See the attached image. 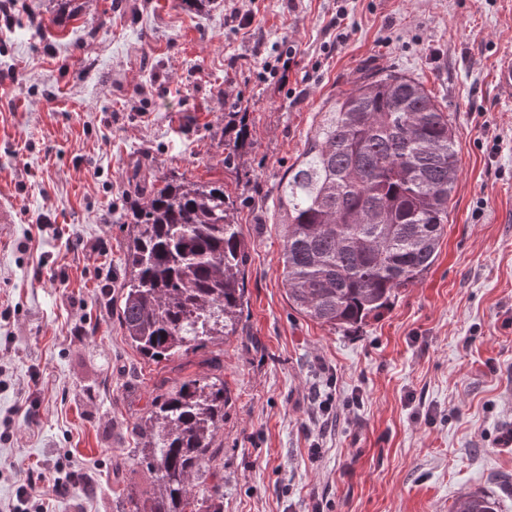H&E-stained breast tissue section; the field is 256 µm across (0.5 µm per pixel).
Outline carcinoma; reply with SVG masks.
<instances>
[{
  "instance_id": "obj_1",
  "label": "carcinoma",
  "mask_w": 512,
  "mask_h": 512,
  "mask_svg": "<svg viewBox=\"0 0 512 512\" xmlns=\"http://www.w3.org/2000/svg\"><path fill=\"white\" fill-rule=\"evenodd\" d=\"M278 185L285 209L279 256L288 302L330 330L380 316L434 265L460 177L448 115L411 76L364 70L327 100ZM126 214L118 320L143 358L171 361L238 333L246 304L247 245L221 181L136 177ZM230 390L190 378L154 398L134 424V465L150 489L122 512H209L220 489L202 477L216 462ZM452 512H498L495 499L458 497Z\"/></svg>"
}]
</instances>
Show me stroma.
Wrapping results in <instances>:
<instances>
[{
    "label": "stroma",
    "mask_w": 512,
    "mask_h": 512,
    "mask_svg": "<svg viewBox=\"0 0 512 512\" xmlns=\"http://www.w3.org/2000/svg\"><path fill=\"white\" fill-rule=\"evenodd\" d=\"M0 0V503L28 473L88 481L50 512H119L149 487L132 432L153 397L221 377L216 512H512V0ZM254 12L239 26L235 13ZM297 49L286 89L264 65ZM369 66L447 112L460 178L438 258L381 316L332 331L288 304L278 184L327 99ZM249 137L224 166V126ZM221 181L248 246L239 331L147 362L123 334L125 212L139 163ZM498 504L495 499L480 494H465L458 497L452 507V512H497Z\"/></svg>",
    "instance_id": "35a3bbf8"
}]
</instances>
